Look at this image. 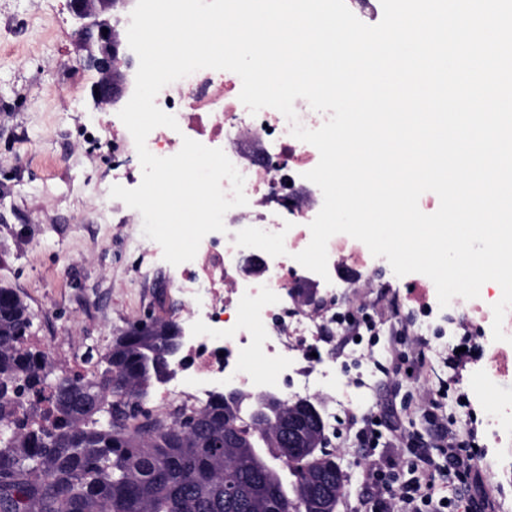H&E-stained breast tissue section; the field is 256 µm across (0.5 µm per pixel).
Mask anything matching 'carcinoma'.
<instances>
[{"label":"carcinoma","mask_w":512,"mask_h":512,"mask_svg":"<svg viewBox=\"0 0 512 512\" xmlns=\"http://www.w3.org/2000/svg\"><path fill=\"white\" fill-rule=\"evenodd\" d=\"M32 326L23 298L0 283V512H321L308 489L338 467L324 430L286 448L278 428L313 402L270 406L238 390L186 404L171 419L148 408L154 387L168 380L171 319L120 334L97 360L87 358L95 372L52 375L51 419L15 428L14 405L54 370L26 346ZM283 468L293 477L289 489Z\"/></svg>","instance_id":"1"}]
</instances>
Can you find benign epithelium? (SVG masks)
Returning a JSON list of instances; mask_svg holds the SVG:
<instances>
[{
  "label": "benign epithelium",
  "mask_w": 512,
  "mask_h": 512,
  "mask_svg": "<svg viewBox=\"0 0 512 512\" xmlns=\"http://www.w3.org/2000/svg\"><path fill=\"white\" fill-rule=\"evenodd\" d=\"M69 9L76 23L75 40L79 50L85 52L84 61L94 69L99 80L91 89V97L98 106L117 108L124 99L131 96L135 87V75L132 71L133 57L123 47L117 36L119 25L131 22L130 14L136 0H94L88 4L86 0H68ZM108 32H103V29ZM190 344L185 332L178 328L168 353L177 359L176 367L184 365L183 350ZM304 422L298 418L288 420L282 430L288 437V446H294L303 436ZM336 486V497H341L345 476L336 471V483L319 484L318 493L323 499L330 500V487Z\"/></svg>",
  "instance_id": "1"
}]
</instances>
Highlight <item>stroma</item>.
<instances>
[{"label": "stroma", "mask_w": 512, "mask_h": 512, "mask_svg": "<svg viewBox=\"0 0 512 512\" xmlns=\"http://www.w3.org/2000/svg\"><path fill=\"white\" fill-rule=\"evenodd\" d=\"M75 21L66 0H0V282L24 296L33 313L30 348L47 351L57 372L85 370L88 348L105 353L113 336L150 317L175 318L180 302L156 279L167 277L162 256L143 260L131 241L142 218L113 198L98 199L116 166L133 167L125 126L104 130L91 98L97 73L80 62L72 42ZM386 287L378 315L383 329L369 349L377 359L369 390L351 387L361 371L336 335L313 347L330 364L337 385H348L350 419L397 413L403 430L431 442L436 423L473 432L472 469L493 489L492 512H512V434L494 440L485 425L503 401V383L483 385V359L456 318L434 312L439 333L425 339L420 378L390 363L401 315L419 316L410 276L377 271ZM448 396L433 412L425 400L439 387ZM345 488L337 512H366L362 450L351 433L336 437Z\"/></svg>", "instance_id": "stroma-1"}]
</instances>
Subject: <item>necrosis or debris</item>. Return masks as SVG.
<instances>
[{"instance_id":"4bbe7bcc","label":"necrosis or debris","mask_w":512,"mask_h":512,"mask_svg":"<svg viewBox=\"0 0 512 512\" xmlns=\"http://www.w3.org/2000/svg\"><path fill=\"white\" fill-rule=\"evenodd\" d=\"M241 86L233 72L201 69L156 97L178 127L154 129L148 150L158 157L174 155L186 137L222 149L245 178L248 203L229 210L225 232L207 234L194 260L176 268L170 286L183 299L180 326L192 338L188 373L175 375L158 392L154 412L169 417L184 398L207 402L228 383L257 393L278 387L293 397L320 389L323 425L332 432L348 402L337 398L330 370L298 366L297 355L345 326L355 312L351 293L376 294L380 260L364 243L341 233L327 244V276L295 261L311 240L309 224L323 204L319 187L304 177L318 164L319 152L292 135L278 110L250 114L239 100ZM297 277L318 288L317 304L289 296L287 288ZM447 310L464 318L478 338L486 374L511 377L512 310L503 322V342L487 338L493 312L479 300L456 297ZM252 356L265 358L267 371L247 369Z\"/></svg>"}]
</instances>
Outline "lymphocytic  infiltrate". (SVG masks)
<instances>
[{
  "label": "lymphocytic infiltrate",
  "mask_w": 512,
  "mask_h": 512,
  "mask_svg": "<svg viewBox=\"0 0 512 512\" xmlns=\"http://www.w3.org/2000/svg\"><path fill=\"white\" fill-rule=\"evenodd\" d=\"M385 415L374 413L356 432L365 447L362 465L369 512H484L486 502L471 498L439 500L434 487L442 476L468 487L475 450L458 431L438 426L431 446L425 447L398 427L390 438L380 436Z\"/></svg>",
  "instance_id": "f902f5d3"
}]
</instances>
